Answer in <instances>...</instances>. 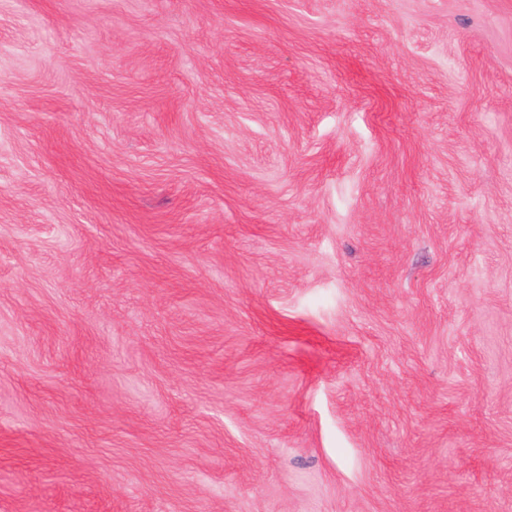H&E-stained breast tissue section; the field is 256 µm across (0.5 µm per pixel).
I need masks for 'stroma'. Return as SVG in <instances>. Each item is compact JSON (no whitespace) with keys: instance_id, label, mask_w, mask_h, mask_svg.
I'll use <instances>...</instances> for the list:
<instances>
[{"instance_id":"obj_1","label":"stroma","mask_w":512,"mask_h":512,"mask_svg":"<svg viewBox=\"0 0 512 512\" xmlns=\"http://www.w3.org/2000/svg\"><path fill=\"white\" fill-rule=\"evenodd\" d=\"M0 512H512V0H0Z\"/></svg>"}]
</instances>
